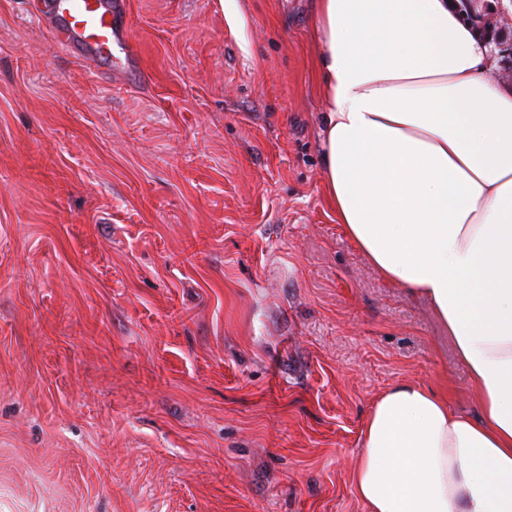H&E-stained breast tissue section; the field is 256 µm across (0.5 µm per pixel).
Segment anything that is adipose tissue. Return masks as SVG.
I'll return each instance as SVG.
<instances>
[{
	"label": "adipose tissue",
	"instance_id": "1",
	"mask_svg": "<svg viewBox=\"0 0 512 512\" xmlns=\"http://www.w3.org/2000/svg\"><path fill=\"white\" fill-rule=\"evenodd\" d=\"M324 191L386 280L424 297L478 416L400 383L360 431L365 512H512V89L454 0H316Z\"/></svg>",
	"mask_w": 512,
	"mask_h": 512
}]
</instances>
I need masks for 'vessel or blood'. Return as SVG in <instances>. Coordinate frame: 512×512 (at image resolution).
<instances>
[{"mask_svg": "<svg viewBox=\"0 0 512 512\" xmlns=\"http://www.w3.org/2000/svg\"><path fill=\"white\" fill-rule=\"evenodd\" d=\"M39 13L58 26L62 46L115 66L112 48L127 41L123 0H42Z\"/></svg>", "mask_w": 512, "mask_h": 512, "instance_id": "vessel-or-blood-1", "label": "vessel or blood"}]
</instances>
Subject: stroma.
<instances>
[{
  "instance_id": "stroma-1",
  "label": "stroma",
  "mask_w": 512,
  "mask_h": 512,
  "mask_svg": "<svg viewBox=\"0 0 512 512\" xmlns=\"http://www.w3.org/2000/svg\"><path fill=\"white\" fill-rule=\"evenodd\" d=\"M0 0V512H365L374 398L476 414L322 181L312 0H123L93 70Z\"/></svg>"
}]
</instances>
